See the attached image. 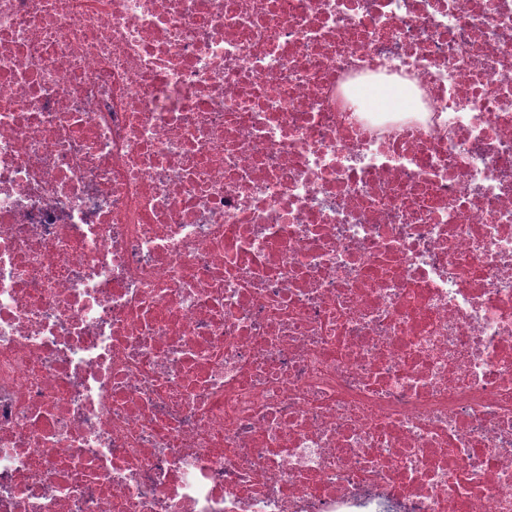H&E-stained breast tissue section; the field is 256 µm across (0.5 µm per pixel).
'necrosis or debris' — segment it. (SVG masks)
I'll use <instances>...</instances> for the list:
<instances>
[{
  "label": "necrosis or debris",
  "mask_w": 512,
  "mask_h": 512,
  "mask_svg": "<svg viewBox=\"0 0 512 512\" xmlns=\"http://www.w3.org/2000/svg\"><path fill=\"white\" fill-rule=\"evenodd\" d=\"M0 512H512V0H0ZM364 98L374 108H403L404 99L400 91L392 89L370 88L364 92Z\"/></svg>",
  "instance_id": "4bbe7bcc"
}]
</instances>
